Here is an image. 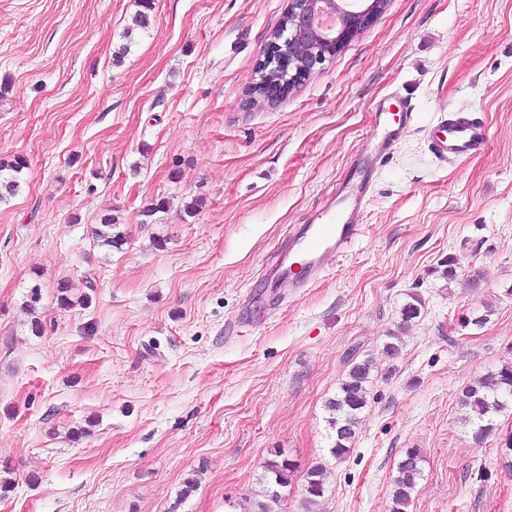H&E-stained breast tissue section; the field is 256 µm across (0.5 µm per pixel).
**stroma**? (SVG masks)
Listing matches in <instances>:
<instances>
[{
	"mask_svg": "<svg viewBox=\"0 0 512 512\" xmlns=\"http://www.w3.org/2000/svg\"><path fill=\"white\" fill-rule=\"evenodd\" d=\"M149 1L141 30L142 0H0V162L28 161L0 202V465L15 479L0 512H255L283 458L296 471L273 512H389L408 448L410 512H512V409L478 446L458 404L512 362V0H388L273 105L245 94L288 0ZM398 97L418 121L376 175L364 236L312 288L269 286L289 225L324 206L377 102ZM450 117L484 126L487 148L439 157L431 131ZM106 214L121 248L94 236ZM488 304L483 328L463 326ZM368 358L337 460L326 403ZM320 464L329 490L308 507ZM421 452L417 448L405 449L397 462L392 477V498L390 512H409L412 497L421 477ZM328 470L323 465H316L308 469L304 475L305 504L315 503L327 491Z\"/></svg>",
	"mask_w": 512,
	"mask_h": 512,
	"instance_id": "obj_1",
	"label": "stroma"
}]
</instances>
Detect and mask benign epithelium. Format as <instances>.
<instances>
[{
	"mask_svg": "<svg viewBox=\"0 0 512 512\" xmlns=\"http://www.w3.org/2000/svg\"><path fill=\"white\" fill-rule=\"evenodd\" d=\"M387 0H289L254 68L259 96L274 103L308 80L367 28Z\"/></svg>",
	"mask_w": 512,
	"mask_h": 512,
	"instance_id": "7a95c632",
	"label": "benign epithelium"
}]
</instances>
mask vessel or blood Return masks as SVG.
Returning <instances> with one entry per match:
<instances>
[{"label": "vessel or blood", "instance_id": "b4317fda", "mask_svg": "<svg viewBox=\"0 0 512 512\" xmlns=\"http://www.w3.org/2000/svg\"><path fill=\"white\" fill-rule=\"evenodd\" d=\"M417 122L413 107L400 113L398 124L375 123L374 150L387 157L407 128ZM487 141L483 126L448 120L434 133L433 148L441 157L461 158L481 150ZM374 184L371 168H356L353 176L334 193L308 223L291 225L286 246L274 265L281 287L297 292L317 283L327 271L329 258H341L362 235L360 216Z\"/></svg>", "mask_w": 512, "mask_h": 512}]
</instances>
